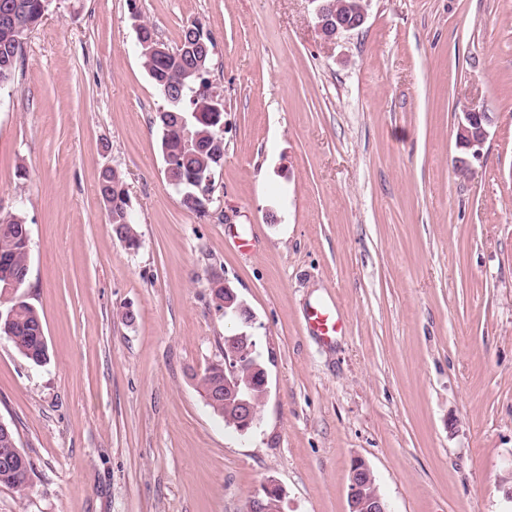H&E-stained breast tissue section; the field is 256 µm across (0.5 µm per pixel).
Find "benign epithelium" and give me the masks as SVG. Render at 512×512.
I'll use <instances>...</instances> for the list:
<instances>
[{"label":"benign epithelium","instance_id":"obj_1","mask_svg":"<svg viewBox=\"0 0 512 512\" xmlns=\"http://www.w3.org/2000/svg\"><path fill=\"white\" fill-rule=\"evenodd\" d=\"M310 3L314 5L315 26L328 41L361 29L367 21L368 0H363L347 13L333 11L328 0H310ZM490 123L491 119L486 112L474 109L462 113L455 128L457 146L465 152V157L460 159L458 165L460 173H471L473 163L483 159V147ZM224 315L237 319L245 326L252 322L250 310L227 285L224 286ZM243 369L254 375L253 381L243 383L236 378ZM254 382L260 385L263 392H268L267 370L253 336L244 331L225 336L224 389L214 392L210 405L216 411L226 400L237 405V418L230 421V425L241 433L252 429L259 421L249 400ZM374 487L375 479L371 470L362 462L354 463L349 475V512H389L382 495ZM283 498L281 486L269 479L251 496L247 512H280Z\"/></svg>","mask_w":512,"mask_h":512}]
</instances>
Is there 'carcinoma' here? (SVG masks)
<instances>
[{
	"label": "carcinoma",
	"mask_w": 512,
	"mask_h": 512,
	"mask_svg": "<svg viewBox=\"0 0 512 512\" xmlns=\"http://www.w3.org/2000/svg\"><path fill=\"white\" fill-rule=\"evenodd\" d=\"M44 0H0V16L12 15V21L0 24V90L13 83L21 59L23 43L27 34L37 27L45 16ZM144 36L138 41L144 67L161 93L171 88L178 96L166 101L153 122L161 131V151L168 152L174 168L171 181L186 193H208L204 179L224 164V91L201 78L200 71L211 66L210 37L204 41L209 51L204 61H199L200 52H185L177 56L146 53L143 42L150 39L152 31L142 27ZM210 98L216 101L219 110H208L201 116H192L195 107L193 98ZM192 125L196 141L187 147L183 144L182 120ZM201 187H195V184ZM122 177L107 169L99 177V194L107 211L112 232L130 249L140 242L134 228V217L129 206L127 191L123 189ZM31 237L25 218L19 213L0 215V292L6 287L16 289L26 282L29 270ZM10 317L0 319V337H5L28 361L41 365L47 361L46 336L39 334L43 326L37 310L26 300L15 297L8 307ZM15 433L0 436V485L18 492L30 486L33 464L28 455L18 446L11 445Z\"/></svg>",
	"instance_id": "obj_1"
}]
</instances>
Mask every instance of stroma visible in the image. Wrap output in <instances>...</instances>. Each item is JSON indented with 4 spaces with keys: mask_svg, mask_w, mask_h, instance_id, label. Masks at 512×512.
Masks as SVG:
<instances>
[{
    "mask_svg": "<svg viewBox=\"0 0 512 512\" xmlns=\"http://www.w3.org/2000/svg\"><path fill=\"white\" fill-rule=\"evenodd\" d=\"M139 22L213 39L224 164L200 212L164 176ZM469 108L492 124L464 176ZM15 210L49 358L0 338V422L34 467L0 512H246L269 479L283 512H349L357 461L390 512H512V0H370L334 41L310 0H52L0 91ZM216 281L268 371L248 433L197 386L224 354ZM317 303L344 320L333 343L305 328ZM122 177L112 169L101 172L99 177V194L107 211L112 232L129 249H137L139 238L134 228V217L129 206L127 191L123 189ZM224 286V295L220 297L224 302V317L230 316L237 319L242 325L251 324L253 316L247 306L238 299L236 292L230 288L227 284Z\"/></svg>",
    "mask_w": 512,
    "mask_h": 512,
    "instance_id": "35a3bbf8",
    "label": "stroma"
}]
</instances>
